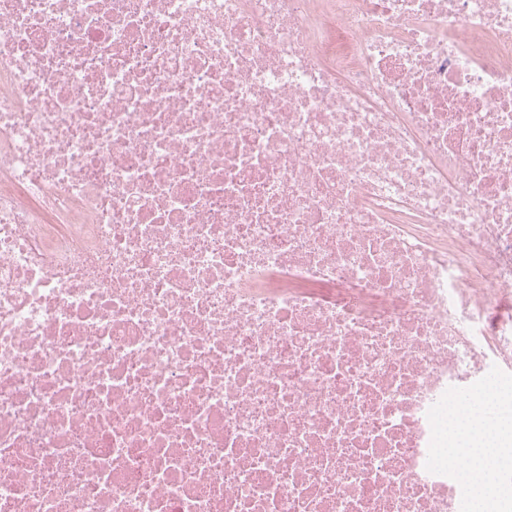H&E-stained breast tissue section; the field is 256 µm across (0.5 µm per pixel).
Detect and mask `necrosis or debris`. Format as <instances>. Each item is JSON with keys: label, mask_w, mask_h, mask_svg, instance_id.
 Masks as SVG:
<instances>
[{"label": "necrosis or debris", "mask_w": 512, "mask_h": 512, "mask_svg": "<svg viewBox=\"0 0 512 512\" xmlns=\"http://www.w3.org/2000/svg\"><path fill=\"white\" fill-rule=\"evenodd\" d=\"M512 431V0H0V512H474ZM490 409L485 402L471 411V418L461 424L454 412L448 413V437L451 443L463 441L469 448V462L462 468V477L474 483L480 490L476 508L483 510L493 492V460L498 451L501 432L486 416ZM479 413L478 416H474Z\"/></svg>", "instance_id": "1"}]
</instances>
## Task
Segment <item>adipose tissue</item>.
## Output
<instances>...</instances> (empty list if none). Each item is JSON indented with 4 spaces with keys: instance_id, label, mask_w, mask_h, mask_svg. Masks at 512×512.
Wrapping results in <instances>:
<instances>
[{
    "instance_id": "ef3b65f1",
    "label": "adipose tissue",
    "mask_w": 512,
    "mask_h": 512,
    "mask_svg": "<svg viewBox=\"0 0 512 512\" xmlns=\"http://www.w3.org/2000/svg\"><path fill=\"white\" fill-rule=\"evenodd\" d=\"M477 414L467 423H460L456 416L448 418V437L460 440L469 448V461L462 468L465 480L474 483L480 490L476 507L483 512L486 501L493 492V461L498 451L501 432L487 417L486 405H478Z\"/></svg>"
}]
</instances>
